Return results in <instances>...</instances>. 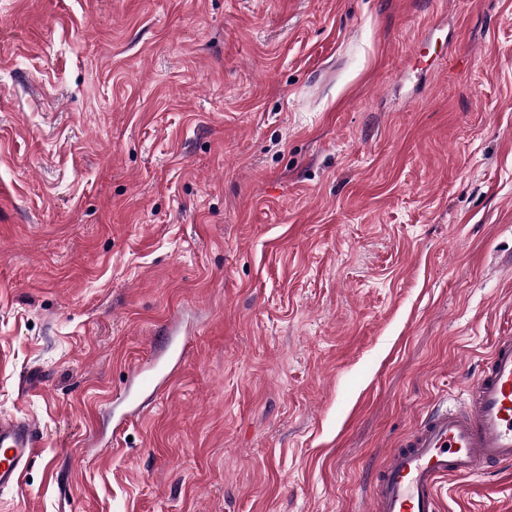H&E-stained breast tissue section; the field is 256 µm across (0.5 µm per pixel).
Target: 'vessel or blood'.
<instances>
[{"instance_id": "vessel-or-blood-1", "label": "vessel or blood", "mask_w": 512, "mask_h": 512, "mask_svg": "<svg viewBox=\"0 0 512 512\" xmlns=\"http://www.w3.org/2000/svg\"><path fill=\"white\" fill-rule=\"evenodd\" d=\"M40 427L0 420V488L14 486L38 457ZM512 464V336L498 337L465 400L433 410L401 447L390 449L370 496V512H439L448 481L486 476Z\"/></svg>"}]
</instances>
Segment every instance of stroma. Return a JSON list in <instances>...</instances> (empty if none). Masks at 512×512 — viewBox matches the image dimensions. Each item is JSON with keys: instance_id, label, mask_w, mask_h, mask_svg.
Listing matches in <instances>:
<instances>
[{"instance_id": "stroma-1", "label": "stroma", "mask_w": 512, "mask_h": 512, "mask_svg": "<svg viewBox=\"0 0 512 512\" xmlns=\"http://www.w3.org/2000/svg\"><path fill=\"white\" fill-rule=\"evenodd\" d=\"M507 333L512 0H0V512H368ZM40 427L29 418L0 420V488L18 483L24 469L39 456Z\"/></svg>"}]
</instances>
